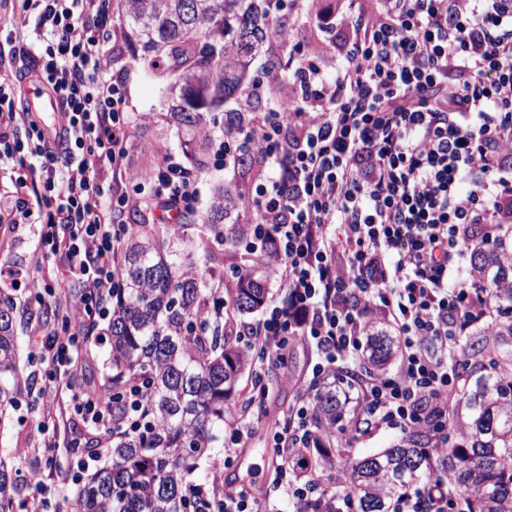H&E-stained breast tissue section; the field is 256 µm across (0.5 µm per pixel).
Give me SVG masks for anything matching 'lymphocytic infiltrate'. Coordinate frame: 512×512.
I'll use <instances>...</instances> for the list:
<instances>
[{
  "instance_id": "1",
  "label": "lymphocytic infiltrate",
  "mask_w": 512,
  "mask_h": 512,
  "mask_svg": "<svg viewBox=\"0 0 512 512\" xmlns=\"http://www.w3.org/2000/svg\"><path fill=\"white\" fill-rule=\"evenodd\" d=\"M12 18L37 17L48 42L34 69L0 54L1 224L40 225L41 240L62 254L83 293L71 334L37 332L34 355L46 361L77 353L80 336L119 285L127 232L123 212L139 206L173 223L195 212L199 189L182 161L161 153L152 194L118 191L132 148L128 84L104 44L108 0H0ZM313 24L331 35L328 60L290 43L278 26L267 78L279 98L244 128L226 131L214 163L234 165L242 146L266 160L271 175L226 211L251 210L262 240L255 257L274 254L280 291L256 324L224 312L228 335L256 352L261 371L280 370L296 341L318 353L312 384L355 356L377 316L402 338L400 364L360 385L366 427L430 431L448 445L447 406L459 378L450 364L470 322L486 317L477 273L460 276L473 224H512V0H360L351 22L317 11ZM38 82L65 116L47 123L19 105ZM39 158L18 176V155ZM71 410L102 432L112 430L103 397L63 371L55 384ZM314 406L300 392L272 435L275 453L321 438ZM212 512H259L249 485L220 475L198 485Z\"/></svg>"
}]
</instances>
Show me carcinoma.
<instances>
[{
  "mask_svg": "<svg viewBox=\"0 0 512 512\" xmlns=\"http://www.w3.org/2000/svg\"><path fill=\"white\" fill-rule=\"evenodd\" d=\"M130 42L150 58L151 75L170 91V112L191 142L213 144L214 112L238 107L224 123L244 126L257 111L247 68L268 52L270 9L258 0H118ZM221 191L211 208L213 238L236 258L246 227L221 224ZM135 224L120 263L121 286L107 313L110 375L93 388L112 399V434L70 444L94 453L109 444L111 460L75 484L67 512H208L192 493L202 459L224 447V406L244 374L257 377L251 359L224 334V315L206 273L183 265L173 241L195 224ZM470 267L480 273L494 328L478 327L461 350V383L448 405V447L414 430L394 445L350 460L334 503L315 492L296 512H398L408 493L441 488L457 512H512V242L475 230ZM274 268L239 264L225 289L233 311L253 313L266 299ZM15 299L0 289V422L16 409L30 384L19 367ZM377 369L394 356L390 336L375 321L364 353ZM145 392L137 431L124 429L131 391ZM352 388L339 373L316 393L315 424L329 436L301 448L286 463L295 476L332 464L337 433L360 423ZM16 451H0V512H15L21 491Z\"/></svg>",
  "mask_w": 512,
  "mask_h": 512,
  "instance_id": "1",
  "label": "carcinoma"
}]
</instances>
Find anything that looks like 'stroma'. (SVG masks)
Listing matches in <instances>:
<instances>
[{"label": "stroma", "mask_w": 512, "mask_h": 512, "mask_svg": "<svg viewBox=\"0 0 512 512\" xmlns=\"http://www.w3.org/2000/svg\"><path fill=\"white\" fill-rule=\"evenodd\" d=\"M348 6L349 0H284L279 14L282 22H295L294 35L307 48H315L319 41L313 35L307 21L311 7L332 5ZM112 38L106 49L111 56L122 61L134 62L129 78V109L137 120L132 130L133 149L129 157L130 172L144 175L154 168L159 151L165 150L184 155L185 135L171 117L165 86L152 78L147 64L141 57L133 56L128 45V28L119 19L117 6H110ZM248 177L233 170H217L205 167L199 182V204L196 215L198 224L185 229L181 236V253L185 262L201 265L204 261L203 243L210 233L205 224L217 189L232 193L245 192ZM0 265L23 273L26 294L18 299L15 313L19 337V357L30 377V389L20 406L0 431V449L16 448L20 454L17 464H27L41 471L45 494L52 505L63 504L70 492L69 485L61 484L58 475L71 468L75 461L70 451L72 439L94 434V427L80 417H71L67 425H59L55 413L54 382L48 364L29 361L35 330L53 327L54 320L47 309L55 302L48 289L50 283L68 278V267L63 258H50L40 240L38 226L33 224L0 223ZM316 352L308 344H297L288 361L286 372H273L268 376L269 393L262 408L249 406L245 392L249 378H242L235 396L225 407L226 422L245 427L249 436L245 448L232 467L224 465L223 449H216L212 456L203 460L202 475H209L214 466H222L225 482L241 484L252 482L268 486L275 476L281 457L272 454L269 444L276 423L283 410L293 403L297 392L305 388L311 379V367Z\"/></svg>", "instance_id": "1"}]
</instances>
